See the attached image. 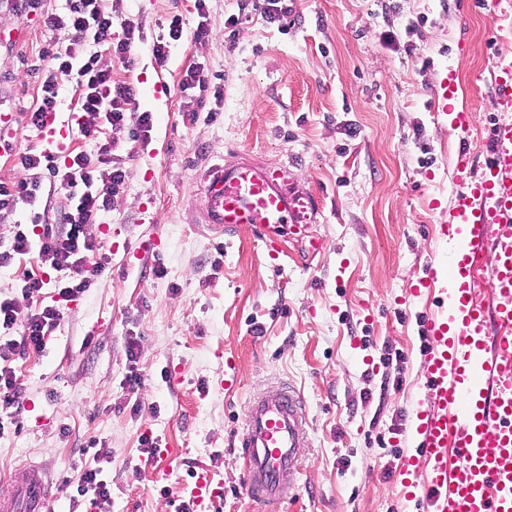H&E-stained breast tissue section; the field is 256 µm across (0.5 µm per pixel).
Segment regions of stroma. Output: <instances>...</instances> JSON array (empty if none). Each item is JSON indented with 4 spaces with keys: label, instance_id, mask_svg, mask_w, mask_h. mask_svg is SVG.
<instances>
[{
    "label": "stroma",
    "instance_id": "stroma-1",
    "mask_svg": "<svg viewBox=\"0 0 512 512\" xmlns=\"http://www.w3.org/2000/svg\"><path fill=\"white\" fill-rule=\"evenodd\" d=\"M511 2L291 0L281 29L240 0H209L208 40L171 43L161 64L151 45L171 16L196 27L194 0H124L112 30L138 31L131 64L91 42L85 53L136 87L133 110L152 113L153 128L144 139L106 132L126 191L87 232L109 265L43 351L12 363L22 391L14 427L0 434V493L36 467L52 483L53 512H85L67 478L104 448L110 512H182L206 471L224 485L215 512H411L399 471L428 399L429 309L413 290L457 191L459 148L482 162L485 131L502 116L493 72L512 28L495 18ZM63 39L40 15L0 7V113L14 115L0 125L11 145L0 181L19 178L17 152L45 145L26 113L40 53ZM192 63L224 87L216 120L183 110ZM447 70L450 107L471 114L465 133L429 110ZM232 157L291 166L298 189L319 198V260L292 247L274 261L250 231L228 243L200 223L194 180ZM274 382L303 398L308 425L295 486L269 511L242 489L238 440L250 397ZM145 437L157 441L153 454Z\"/></svg>",
    "mask_w": 512,
    "mask_h": 512
}]
</instances>
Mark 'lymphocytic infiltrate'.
I'll return each mask as SVG.
<instances>
[{
  "label": "lymphocytic infiltrate",
  "mask_w": 512,
  "mask_h": 512,
  "mask_svg": "<svg viewBox=\"0 0 512 512\" xmlns=\"http://www.w3.org/2000/svg\"><path fill=\"white\" fill-rule=\"evenodd\" d=\"M122 0H66L64 12L45 16L44 25L64 33L65 44L45 51L48 60L43 72L36 106L28 114L27 125L42 131L50 114L56 113L61 95L73 89L81 110L79 133L82 139L95 142V153L71 151L57 160L44 151L29 148L19 155L22 177L10 183L0 182V211L13 208L17 200L36 203L45 184L66 190L69 209L63 230L53 229L46 212H38L33 222L40 233H30L28 226L17 225L8 244L0 243V267L16 258L37 253L42 267L71 270L70 279L58 282L53 303L43 301L45 282L37 275L24 276L21 293L27 308L12 299H0V331L21 329L20 339L0 343V409L13 407L20 386L10 366L13 355L22 350L42 351L45 338L63 316L68 302L83 294L94 276L106 269L101 246L86 231L109 211L125 188L126 174L112 163L115 141L102 139L104 127L121 128L134 123V134L147 136L153 127L151 113H133L135 90L129 83L114 79L110 69L98 66L95 58H83L82 46L93 40L110 51L113 57L128 61L135 42V28L124 25L122 36H114L113 19L120 12ZM105 450H97L93 465L81 469L72 486L75 498L88 500L97 512H108L110 484L101 467Z\"/></svg>",
  "instance_id": "obj_1"
}]
</instances>
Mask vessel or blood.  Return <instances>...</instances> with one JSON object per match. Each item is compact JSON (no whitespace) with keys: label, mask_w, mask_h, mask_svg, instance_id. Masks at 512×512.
Segmentation results:
<instances>
[{"label":"vessel or blood","mask_w":512,"mask_h":512,"mask_svg":"<svg viewBox=\"0 0 512 512\" xmlns=\"http://www.w3.org/2000/svg\"><path fill=\"white\" fill-rule=\"evenodd\" d=\"M494 88L503 111L512 112V60L498 59ZM45 131L49 152L66 156L69 128L50 118ZM487 143L478 171L467 150L458 152V191L439 232L442 253L419 282L434 302L423 324L429 402L416 413L418 445L403 453L400 468L415 512H512V121L493 123ZM196 196L204 223L228 237L250 230L271 258L279 257L285 237L300 242L309 261L325 250L324 239L310 231L318 201L294 188L287 168L216 163L203 170ZM489 248L497 265L486 281L479 264ZM481 288L491 304L479 299ZM306 423L303 400L288 386L267 387L249 401L240 439L249 462L247 494L283 498ZM422 462L428 473L418 493L413 476ZM190 496L197 512H208L223 485L206 473ZM51 500L50 480L31 470L0 496V512H50Z\"/></svg>","instance_id":"vessel-or-blood-1"}]
</instances>
